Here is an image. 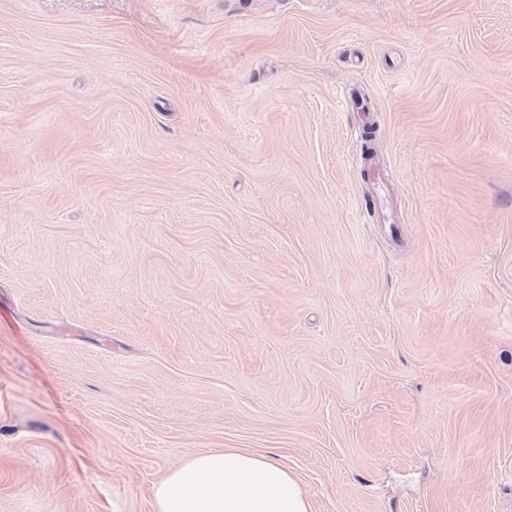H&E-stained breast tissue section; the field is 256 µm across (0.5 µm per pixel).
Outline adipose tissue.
Segmentation results:
<instances>
[{"label": "adipose tissue", "instance_id": "obj_1", "mask_svg": "<svg viewBox=\"0 0 512 512\" xmlns=\"http://www.w3.org/2000/svg\"><path fill=\"white\" fill-rule=\"evenodd\" d=\"M151 498L153 512H313L294 472L235 448L188 457L153 485Z\"/></svg>", "mask_w": 512, "mask_h": 512}]
</instances>
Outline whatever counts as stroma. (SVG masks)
Listing matches in <instances>:
<instances>
[{
    "mask_svg": "<svg viewBox=\"0 0 512 512\" xmlns=\"http://www.w3.org/2000/svg\"><path fill=\"white\" fill-rule=\"evenodd\" d=\"M0 294V512H512V0H0ZM384 184V176L375 168L372 162L368 168L366 185L369 191L370 213L375 217L378 223H386L389 220L382 195ZM151 498L154 512H313L294 472L235 448L188 457L152 486Z\"/></svg>",
    "mask_w": 512,
    "mask_h": 512,
    "instance_id": "obj_1",
    "label": "stroma"
}]
</instances>
